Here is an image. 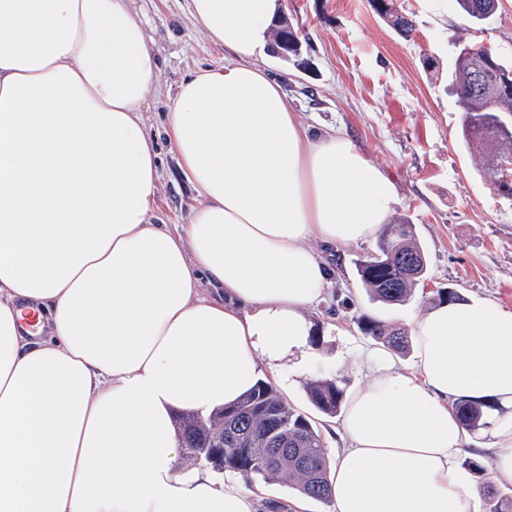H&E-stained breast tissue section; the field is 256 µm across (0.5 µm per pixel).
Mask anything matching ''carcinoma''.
Returning a JSON list of instances; mask_svg holds the SVG:
<instances>
[{
	"instance_id": "1",
	"label": "carcinoma",
	"mask_w": 512,
	"mask_h": 512,
	"mask_svg": "<svg viewBox=\"0 0 512 512\" xmlns=\"http://www.w3.org/2000/svg\"><path fill=\"white\" fill-rule=\"evenodd\" d=\"M458 9L475 24L494 17L500 0H455ZM374 11L402 37L414 32V21L395 10L391 0H370ZM273 37L288 43V57L299 56L300 40L288 22L275 26ZM502 63L478 45L458 46L453 86L463 114L462 137L466 146L481 148L478 167L496 190L512 197V176L504 178L496 167L500 156L512 157V83L499 80ZM426 253L412 224H388L376 250L358 263V274L371 300L387 305L407 303L427 278ZM361 330L387 349L406 353L409 339L385 322L365 316ZM312 408L321 416H337L345 400V388L332 378L313 380L305 387ZM463 424L471 431L484 425L481 405L455 404ZM175 427L184 448V458L201 459L213 468L234 471L247 481L284 476L297 493L330 501L329 458L317 421L294 408L269 382L259 381L236 403L207 416L182 414ZM485 512H512V493L491 484L484 487Z\"/></svg>"
}]
</instances>
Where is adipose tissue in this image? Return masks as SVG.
I'll return each mask as SVG.
<instances>
[{"label": "adipose tissue", "mask_w": 512, "mask_h": 512, "mask_svg": "<svg viewBox=\"0 0 512 512\" xmlns=\"http://www.w3.org/2000/svg\"><path fill=\"white\" fill-rule=\"evenodd\" d=\"M188 2L234 58L169 99L199 196L173 227L152 216L159 60L132 0H0V512H257L241 476L179 467L174 417L310 374L329 275L307 240L347 248L390 221L394 183L340 132L312 135L257 62L280 0ZM410 331L412 366L370 352L347 400L335 512H474L460 401L512 484V311L448 301ZM455 409L460 420L469 430L473 431L480 428V426H484L485 423L482 421L484 412L481 405L461 401L455 404ZM481 430L483 431L484 429L472 432V443L468 448H477L479 445H488L489 439Z\"/></svg>", "instance_id": "1"}]
</instances>
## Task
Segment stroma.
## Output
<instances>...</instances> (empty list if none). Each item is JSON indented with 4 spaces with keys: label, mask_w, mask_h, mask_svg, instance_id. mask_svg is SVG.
<instances>
[{
    "label": "stroma",
    "mask_w": 512,
    "mask_h": 512,
    "mask_svg": "<svg viewBox=\"0 0 512 512\" xmlns=\"http://www.w3.org/2000/svg\"><path fill=\"white\" fill-rule=\"evenodd\" d=\"M134 6L161 64L158 91L142 114L160 160L154 216L160 223L183 224L199 198L167 139L168 96L190 71L228 64L232 56L194 27L186 0H135ZM394 6L413 19L411 38L389 27L369 0H283L282 17L301 42L300 59L267 62L305 124L341 131L395 182L392 217L414 225L428 254L423 292L388 306L370 301L357 273L358 259L374 241L335 252L308 239L331 269L322 301L307 311L326 331L314 376L337 379L349 391L367 382L363 356L380 347L360 330L362 316L408 328L411 317L436 304L444 288L512 310V198L499 195L477 170L462 140L452 84L459 42L485 45L512 62V0H501L494 19L478 25L454 0H394ZM429 58L434 68L426 67ZM262 488L258 512H269L273 503L278 512H334L333 504L313 499L297 508L298 494L283 479Z\"/></svg>",
    "instance_id": "1"
}]
</instances>
